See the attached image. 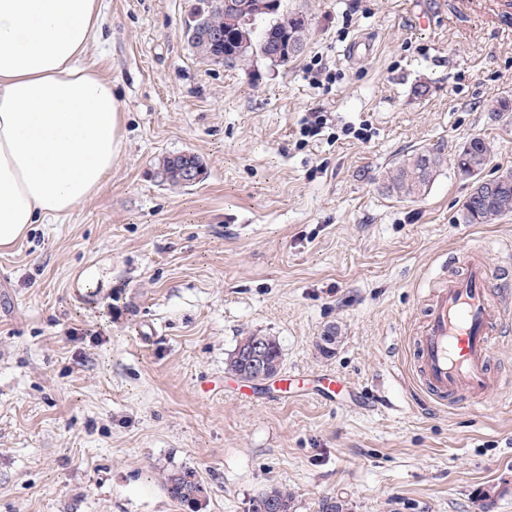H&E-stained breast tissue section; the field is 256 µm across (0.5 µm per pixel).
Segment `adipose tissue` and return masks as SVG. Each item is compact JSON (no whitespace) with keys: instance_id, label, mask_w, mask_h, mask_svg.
<instances>
[{"instance_id":"adipose-tissue-1","label":"adipose tissue","mask_w":512,"mask_h":512,"mask_svg":"<svg viewBox=\"0 0 512 512\" xmlns=\"http://www.w3.org/2000/svg\"><path fill=\"white\" fill-rule=\"evenodd\" d=\"M103 23L101 0H0V250L97 195L123 150Z\"/></svg>"}]
</instances>
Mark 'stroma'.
I'll use <instances>...</instances> for the list:
<instances>
[{"mask_svg":"<svg viewBox=\"0 0 512 512\" xmlns=\"http://www.w3.org/2000/svg\"><path fill=\"white\" fill-rule=\"evenodd\" d=\"M103 3L90 53L124 150L99 194L0 250V512H250L272 485L294 512H512V330L481 406L433 404L411 361L422 288L475 247L498 269L512 238V216L460 223L474 179L455 167L481 137L482 178L512 170V113L489 110L512 94V0H286L311 19L304 52L248 70L192 51L191 0ZM319 110L332 127L302 140ZM363 123L368 140L345 136ZM418 148L442 157L433 185L389 195ZM185 151L204 178L161 185L158 156ZM249 332L349 397L267 381L242 400L226 360ZM184 467L207 490L195 510L162 483ZM490 144L481 137H473L466 141L456 154L455 164L459 171L463 173L476 175L480 173L487 165L490 156ZM470 167L477 168L473 173Z\"/></svg>","mask_w":512,"mask_h":512,"instance_id":"obj_1","label":"stroma"}]
</instances>
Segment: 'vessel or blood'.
I'll return each mask as SVG.
<instances>
[{
  "instance_id": "b4317fda",
  "label": "vessel or blood",
  "mask_w": 512,
  "mask_h": 512,
  "mask_svg": "<svg viewBox=\"0 0 512 512\" xmlns=\"http://www.w3.org/2000/svg\"><path fill=\"white\" fill-rule=\"evenodd\" d=\"M491 291L486 260L472 251L464 273L439 275L426 294L412 340L413 381L431 401L444 406L462 397L476 405L497 388L494 361L503 327L512 322V307L491 301Z\"/></svg>"
}]
</instances>
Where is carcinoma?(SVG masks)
Instances as JSON below:
<instances>
[{"mask_svg":"<svg viewBox=\"0 0 512 512\" xmlns=\"http://www.w3.org/2000/svg\"><path fill=\"white\" fill-rule=\"evenodd\" d=\"M208 0H196L188 18V25L198 27L209 36L187 37L195 53L208 62L227 68H249L262 59L274 66H286L300 56L306 46L309 22L303 11L284 9L283 0H231L232 7L219 10L207 6ZM490 144L481 137L466 141L456 154L458 170L469 174L471 169L483 170L490 156ZM440 155L430 150H415L389 168L384 189L400 199H416L425 195L440 170ZM193 168L204 174L201 158L193 153L161 156L154 174L158 181L169 187H187L183 169ZM491 187L477 193L471 191L462 204L460 218L464 224H492L512 215V177L490 179ZM339 330L332 326L321 338L319 350L329 357L336 350ZM262 345L268 362L282 367V351L274 336L250 333L241 337L227 361V366L241 372L242 380L252 381L244 362L243 353L254 344ZM165 487L170 497L183 505L196 506L206 493L197 472L180 469L167 474ZM273 504L282 512H292V496L288 490L270 486L262 491L251 504L252 512H266Z\"/></svg>","mask_w":512,"mask_h":512,"instance_id":"obj_1","label":"carcinoma"}]
</instances>
